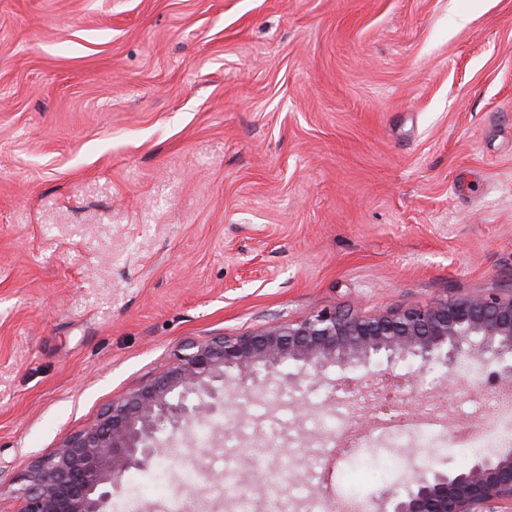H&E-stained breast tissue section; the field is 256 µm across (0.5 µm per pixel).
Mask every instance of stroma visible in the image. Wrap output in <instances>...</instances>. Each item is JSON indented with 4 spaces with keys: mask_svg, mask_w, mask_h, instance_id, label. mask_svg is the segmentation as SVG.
Returning a JSON list of instances; mask_svg holds the SVG:
<instances>
[{
    "mask_svg": "<svg viewBox=\"0 0 512 512\" xmlns=\"http://www.w3.org/2000/svg\"><path fill=\"white\" fill-rule=\"evenodd\" d=\"M512 294V0H0V512L28 467L177 347L321 311ZM482 362L235 381L112 512H307L473 453L411 433L318 467L320 424L391 404L443 430ZM201 462L189 484L185 459ZM269 476L253 482V472Z\"/></svg>",
    "mask_w": 512,
    "mask_h": 512,
    "instance_id": "obj_1",
    "label": "stroma"
}]
</instances>
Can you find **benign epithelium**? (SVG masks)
Wrapping results in <instances>:
<instances>
[{
  "label": "benign epithelium",
  "mask_w": 512,
  "mask_h": 512,
  "mask_svg": "<svg viewBox=\"0 0 512 512\" xmlns=\"http://www.w3.org/2000/svg\"><path fill=\"white\" fill-rule=\"evenodd\" d=\"M468 355L498 363L512 357V295L439 299L375 315L319 311L258 333L217 336L180 346L172 366L112 402L95 425L37 460L13 494L19 512H109L131 470L148 471L161 455L162 430L190 427L224 410V380L286 382L292 363L314 376L383 358L453 370ZM385 512H512V450L480 456L465 471L413 470L404 490L383 493Z\"/></svg>",
  "instance_id": "obj_1"
}]
</instances>
